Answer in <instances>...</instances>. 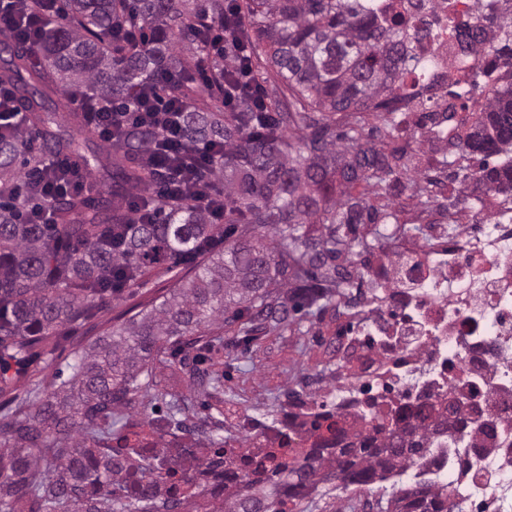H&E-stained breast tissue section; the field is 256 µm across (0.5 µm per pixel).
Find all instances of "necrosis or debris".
<instances>
[{
	"label": "necrosis or debris",
	"mask_w": 512,
	"mask_h": 512,
	"mask_svg": "<svg viewBox=\"0 0 512 512\" xmlns=\"http://www.w3.org/2000/svg\"><path fill=\"white\" fill-rule=\"evenodd\" d=\"M435 29L425 48L434 67L409 83L413 106L402 130L415 136L427 160L456 153L473 130L471 107L454 88L476 70L499 87L504 71L491 57L462 52L447 21ZM417 228L370 258L372 273L390 286L364 289L340 329L335 379L315 376L300 394L283 392L272 413L225 402V436L248 446L236 453V467L251 450L311 447L318 437L312 424L328 412L347 434L365 436L400 405L456 402L472 436L392 472L373 493L390 497L407 484L444 483L455 512H512V194L490 193L488 213L456 224L439 207L424 209ZM483 423L494 427V438L478 433ZM211 428L205 419L188 426L164 421L154 434L134 420L127 444L195 472L214 456L203 445Z\"/></svg>",
	"instance_id": "1"
}]
</instances>
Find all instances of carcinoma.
I'll list each match as a JSON object with an SVG mask.
<instances>
[{
    "mask_svg": "<svg viewBox=\"0 0 512 512\" xmlns=\"http://www.w3.org/2000/svg\"><path fill=\"white\" fill-rule=\"evenodd\" d=\"M58 25L45 20L41 41L0 31V86L10 91L0 126V392L10 391L30 361L53 351L63 328L87 317L112 282L126 288L151 268L194 262L159 303L112 327L82 351L71 374L45 399L0 419V512H172L183 498L160 500L154 488L167 463L131 469L104 452L121 433L115 409L137 399L145 417L167 393L149 365L192 360L191 378L212 381L194 351L213 348L218 325L247 352L263 336L313 321L334 305L356 302L371 277L362 256L391 238L399 218L390 181L408 168L398 146L397 104L418 67L416 45L431 23H411L384 0H63ZM464 50L512 61V18L494 16L488 42L448 9ZM227 29L242 67L260 72L259 102L231 112L212 102L224 95V54L211 60L209 85L190 81L208 28ZM157 75L171 81L156 100L177 101L185 142L218 150L211 172L223 180L224 241L190 196L157 198L142 218L132 205L162 181L148 148L160 136L146 118L129 123L107 146L67 92L106 95L116 107L145 94ZM271 120L257 131L262 108ZM477 132L460 153L439 161L462 165L463 180L512 191V83L475 106ZM502 157L496 163L493 157ZM69 161L91 188L58 201L48 224L29 222L36 185L23 194L21 176L47 158ZM322 417L314 429L331 437L300 456L266 448L254 477L235 494L226 464L209 469V493L224 512H308L312 494L335 483L370 486L418 463L430 440L463 426L452 406L405 405L398 430L348 437ZM132 477L125 497L109 487ZM29 504L28 510L20 504ZM380 512H453L440 487L402 488Z\"/></svg>",
    "mask_w": 512,
    "mask_h": 512,
    "instance_id": "carcinoma-1",
    "label": "carcinoma"
}]
</instances>
